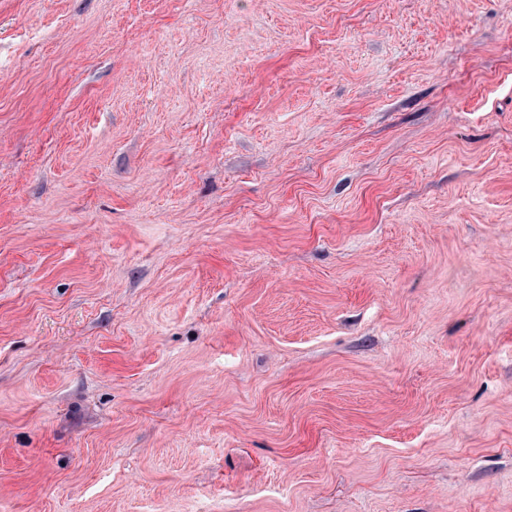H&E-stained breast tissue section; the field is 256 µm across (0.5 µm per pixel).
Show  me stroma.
Listing matches in <instances>:
<instances>
[{"mask_svg":"<svg viewBox=\"0 0 512 512\" xmlns=\"http://www.w3.org/2000/svg\"><path fill=\"white\" fill-rule=\"evenodd\" d=\"M0 512H512V0H0Z\"/></svg>","mask_w":512,"mask_h":512,"instance_id":"35a3bbf8","label":"stroma"}]
</instances>
